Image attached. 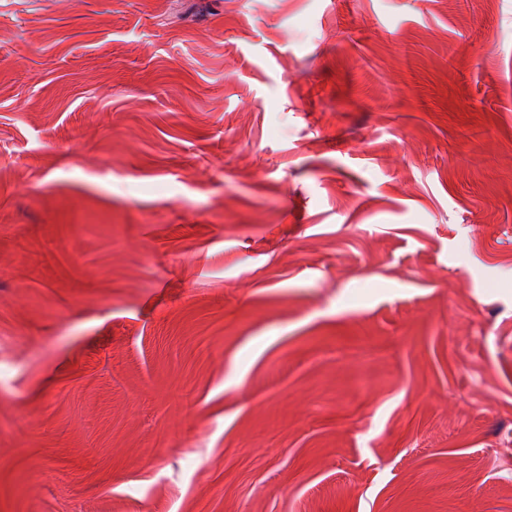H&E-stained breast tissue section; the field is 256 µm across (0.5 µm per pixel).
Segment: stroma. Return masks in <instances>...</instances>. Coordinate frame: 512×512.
I'll return each mask as SVG.
<instances>
[{"instance_id":"35a3bbf8","label":"stroma","mask_w":512,"mask_h":512,"mask_svg":"<svg viewBox=\"0 0 512 512\" xmlns=\"http://www.w3.org/2000/svg\"><path fill=\"white\" fill-rule=\"evenodd\" d=\"M512 0H0V512H512Z\"/></svg>"}]
</instances>
